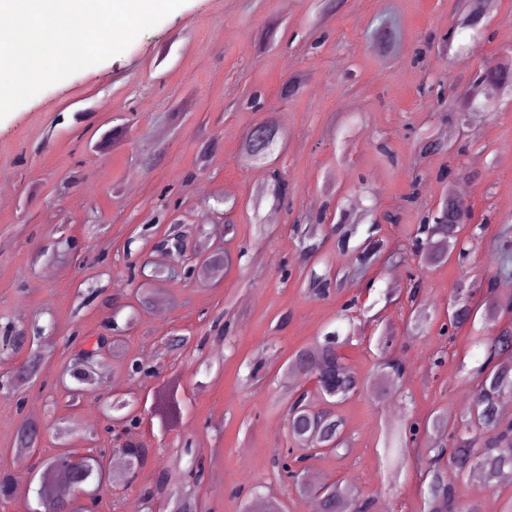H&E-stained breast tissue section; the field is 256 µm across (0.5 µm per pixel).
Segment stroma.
I'll use <instances>...</instances> for the list:
<instances>
[{
    "label": "stroma",
    "mask_w": 512,
    "mask_h": 512,
    "mask_svg": "<svg viewBox=\"0 0 512 512\" xmlns=\"http://www.w3.org/2000/svg\"><path fill=\"white\" fill-rule=\"evenodd\" d=\"M457 19L456 0H334L323 10L316 0H186L122 53L0 119V184L11 195L0 206V337L22 330L53 347L37 382L0 394V473L18 471L21 424L45 428L28 452L24 500L0 512H37L34 475L53 454L111 447L117 396L136 401L143 424L131 436L150 454L126 486L100 489L98 512H167L160 499L145 507L141 491L194 457L206 467L194 491L209 512H243L253 493L312 512L272 468L289 443L279 395L287 362L336 328L345 308L354 338L342 362L360 381L337 408L348 447L309 457L306 471L356 484L371 512H428L417 471L426 439L394 459L384 433L435 412L468 415L483 350L471 326L443 334L448 301L461 281L495 273L512 248V94L476 109L463 129L446 106L473 92L484 66L512 60V0H496L479 30ZM425 86L433 96H421ZM268 117L283 134L270 168L244 159L247 132ZM425 136L454 149L420 152ZM274 168L291 188L276 205L259 198ZM459 183L473 215L458 234L466 256L419 268L416 228ZM322 213L350 215L361 239L375 228L404 260L356 270L353 254L321 231L326 267L348 277L329 297L310 296L302 234ZM174 218L204 226L231 254L221 279L131 277ZM417 270L430 312L420 330L408 298ZM218 316L228 336L212 331ZM114 323L124 356L71 400L63 368ZM170 336L191 343L175 350ZM385 353L406 367L392 396L379 370ZM130 357L155 377L128 373ZM169 387L178 416L164 425L156 413ZM456 493L477 512H512V481L473 475Z\"/></svg>",
    "instance_id": "35a3bbf8"
}]
</instances>
